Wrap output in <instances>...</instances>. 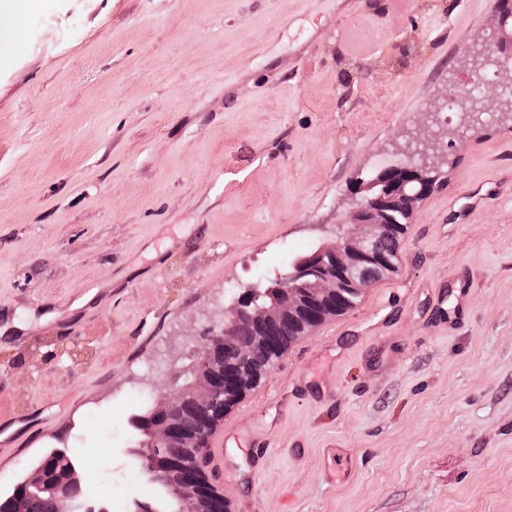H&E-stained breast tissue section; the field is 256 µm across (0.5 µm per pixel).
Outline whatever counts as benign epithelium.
<instances>
[{"mask_svg":"<svg viewBox=\"0 0 512 512\" xmlns=\"http://www.w3.org/2000/svg\"><path fill=\"white\" fill-rule=\"evenodd\" d=\"M496 28L494 40L486 46L483 62L471 70L467 88L450 92L457 101L472 105L475 111H487L485 95L488 87L483 63L512 61V34L502 30L499 14L493 13ZM390 177L393 193L405 197L410 209H415L434 188L438 171L424 160L410 157L383 169ZM419 184L414 194L405 192L407 185ZM372 184L360 180L350 189L351 209L334 243L322 247L313 255L314 266L296 270L285 276L278 298L268 305L257 303L261 285L246 287L237 302L224 314L221 324L212 329L210 342L202 348L193 380L179 386H168L160 393L152 411L149 438L134 450L142 472L149 478L160 475L166 482L169 495L177 505V512H211L212 498L202 484L186 478L185 469L193 466L205 469L203 457L207 431H188L186 410H208L240 398L247 390L267 377L277 358L269 365L257 367L254 363L258 349L267 346L263 331L270 323L295 319L306 312L313 302L337 300L346 295L361 297L373 280L360 276V270L369 262L387 266L390 261L374 251L375 242L388 231L386 213L366 194ZM245 321L256 332L253 341L243 343L232 336L234 327ZM224 368V383L215 380L219 368ZM168 444L176 448H193L188 460L163 461L153 456L152 447ZM67 453L60 450L44 458L23 476L11 494L0 497V512H23L27 495L48 493L56 501L57 512H110L105 504L84 497L82 480L75 467L61 469L60 460Z\"/></svg>","mask_w":512,"mask_h":512,"instance_id":"1","label":"benign epithelium"}]
</instances>
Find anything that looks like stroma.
Here are the masks:
<instances>
[{
    "label": "stroma",
    "instance_id": "1",
    "mask_svg": "<svg viewBox=\"0 0 512 512\" xmlns=\"http://www.w3.org/2000/svg\"><path fill=\"white\" fill-rule=\"evenodd\" d=\"M496 4L0 0V411L40 419L0 495L62 449L112 512H167L137 415L419 147L441 182L396 271L289 346L205 471L228 512H512V112L444 109Z\"/></svg>",
    "mask_w": 512,
    "mask_h": 512
}]
</instances>
